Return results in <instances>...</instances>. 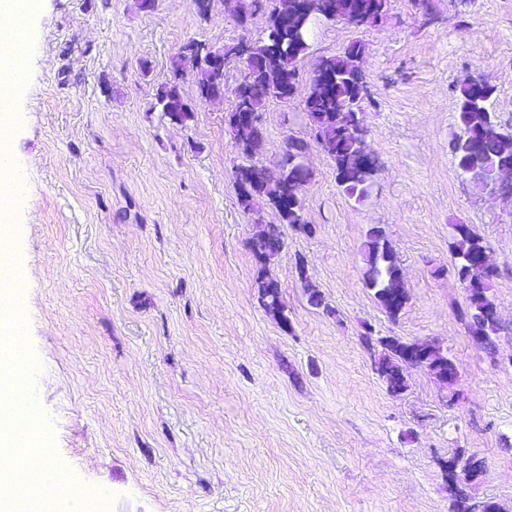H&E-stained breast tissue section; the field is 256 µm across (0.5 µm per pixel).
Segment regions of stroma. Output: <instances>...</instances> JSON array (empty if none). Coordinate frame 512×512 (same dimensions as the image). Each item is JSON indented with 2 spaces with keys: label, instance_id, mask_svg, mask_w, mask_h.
<instances>
[{
  "label": "stroma",
  "instance_id": "obj_1",
  "mask_svg": "<svg viewBox=\"0 0 512 512\" xmlns=\"http://www.w3.org/2000/svg\"><path fill=\"white\" fill-rule=\"evenodd\" d=\"M388 0L382 22L317 24L297 64L294 97L267 100L256 166L275 170L287 138L309 141L310 235L284 229L270 266L291 329L258 301L248 248L278 223L244 208L242 163L224 125L243 65L224 94L181 92L179 125L154 107L183 41H258L231 0H40L29 20L26 75L9 111L22 181L12 220L28 337L43 369L35 395L58 459L110 512H451L438 465L463 448L486 474L473 497L512 512V197L462 177L448 151L456 83L496 89L512 124V0ZM365 45L367 142L379 160L369 198H348L315 144L303 101L321 58ZM149 76H142L141 63ZM381 225L409 300L391 319L363 283L367 230ZM471 225L495 269L502 325L495 353L456 316L465 292L450 272L451 227ZM308 265L300 281L297 261ZM325 308L312 307L304 283ZM438 342L460 380L423 369L389 393L362 335Z\"/></svg>",
  "mask_w": 512,
  "mask_h": 512
}]
</instances>
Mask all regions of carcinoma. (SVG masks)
Here are the masks:
<instances>
[{"label": "carcinoma", "mask_w": 512, "mask_h": 512, "mask_svg": "<svg viewBox=\"0 0 512 512\" xmlns=\"http://www.w3.org/2000/svg\"><path fill=\"white\" fill-rule=\"evenodd\" d=\"M336 8V17L347 20L352 16L359 17L356 27L374 24L383 19L387 12L388 0H332ZM195 38L185 40L173 63V79L161 85L155 94L156 105L161 107L168 118L177 123L185 124L192 118V109L184 101L179 83L183 65L191 64L198 98L201 101L221 94L224 86L223 75L212 72L209 65L199 61L195 54ZM260 54L252 64L249 78L262 90L250 98L235 103V107H244L251 112H261L270 98L284 99L297 83V63L309 51L310 37L300 40L270 23L263 36L257 42ZM365 47L360 41L350 44L343 54L325 57L317 65V71L330 73L334 83L327 95L308 94L304 101V111L314 132V139L321 149L333 160L336 170V183L341 190L355 201L362 203L370 195L374 176L366 175L354 165V156L358 151V142L342 125L343 119L350 114L364 112V85L354 80L358 69V61L364 54ZM456 119L458 131L448 143V149L456 162L464 156V141L461 137L473 134L491 124L500 125L498 116L489 111L488 104L495 88H484L473 83L470 78L457 82ZM512 159V138L497 137L492 140L484 154L467 159V165L478 170L489 171L499 160ZM235 183L244 187L240 191L243 204L260 198L268 202L276 211L280 224H267L264 229L269 233H281L280 225L286 224L293 231L309 235V224L304 214L303 199L294 200L285 190V179L281 174L260 178L254 167L239 164L234 170ZM258 269V299L263 308L280 320L287 319L284 313V301L278 282L268 274L273 257L266 252V243L261 235H256L248 242ZM449 248L453 256L452 264L456 278L470 284L476 291L466 296L465 308L458 311L462 321L472 336L482 338L481 347L487 353L496 351V338L501 330L496 315V307L491 295V280L494 272L474 264V259L486 249L483 238L469 224L451 225V242ZM363 281L378 304L388 316L396 320L401 310L390 307V298L399 294L409 299L404 286L402 271L397 254L391 246L383 228L373 226L368 229L363 250ZM299 278L304 281L308 303L315 308L329 310L319 290L307 283L306 264L304 260L297 262ZM381 353L376 360V372L388 381L387 371L400 367L406 352L411 348L427 351L431 355L430 368L432 375L439 381L443 380V371L450 361L447 354L439 346L430 343H408L398 336H381L377 338ZM448 488L451 492L452 512H500L499 505L490 500H476L469 494L458 489L453 477H448Z\"/></svg>", "instance_id": "carcinoma-1"}]
</instances>
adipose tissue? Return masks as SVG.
I'll return each mask as SVG.
<instances>
[{"label":"adipose tissue","instance_id":"ef3b65f1","mask_svg":"<svg viewBox=\"0 0 512 512\" xmlns=\"http://www.w3.org/2000/svg\"><path fill=\"white\" fill-rule=\"evenodd\" d=\"M38 0H0V92L15 88L25 68V37L16 29L36 10Z\"/></svg>","mask_w":512,"mask_h":512}]
</instances>
